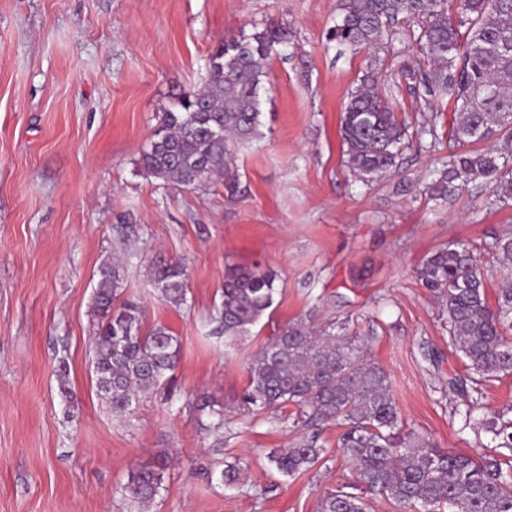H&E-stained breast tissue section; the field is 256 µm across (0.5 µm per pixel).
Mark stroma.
<instances>
[{
	"instance_id": "1",
	"label": "stroma",
	"mask_w": 512,
	"mask_h": 512,
	"mask_svg": "<svg viewBox=\"0 0 512 512\" xmlns=\"http://www.w3.org/2000/svg\"><path fill=\"white\" fill-rule=\"evenodd\" d=\"M337 0H0V512H138L121 492L132 469L168 454L149 512H318L352 482L335 424L295 405L243 404L253 355L287 323L342 322L388 374L407 430L473 456L496 443L482 420L512 406V375L467 403L469 370L448 320L418 271L448 244L471 247L496 301L505 277L490 245L512 227V205L489 209L471 182L453 202L424 188L448 149L405 152L366 186L346 166L339 133L346 95L370 64L406 123L431 113L400 76L417 58L404 40L357 51L336 43ZM287 28L260 91L262 140L238 152L240 191L203 181L163 188L138 168L158 116L202 84L220 40L267 21ZM138 228L126 268L147 326L180 341L177 367L133 414L99 399L91 370V294L100 263L121 245L112 227ZM180 259L183 305L161 301L148 267ZM261 266L279 293L236 348L214 335L228 268ZM70 394L62 396L60 384ZM224 407L220 435L203 429L200 399ZM471 410L474 427L463 424ZM317 437L322 461L290 478L266 458ZM238 463L246 482L215 474Z\"/></svg>"
}]
</instances>
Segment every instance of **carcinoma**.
<instances>
[{
	"mask_svg": "<svg viewBox=\"0 0 512 512\" xmlns=\"http://www.w3.org/2000/svg\"><path fill=\"white\" fill-rule=\"evenodd\" d=\"M336 42L378 49L405 38L420 58L402 70L409 88L452 108L448 161L427 187L435 199L456 198L460 184L481 178L492 188L491 205L512 201V151L482 148L501 135L512 139V0H338ZM288 30L268 23L248 35L218 43L209 55L205 83L184 94L158 116V126L140 153V173L174 189L224 178L237 190L236 159L241 146L263 138L259 94L265 68ZM340 135L347 167L368 184L398 166L407 149L433 152L443 144L436 120L409 131L396 105L366 73L347 94ZM497 260L512 267V233L495 237ZM160 300L186 301L185 265L175 260L148 271ZM421 279L448 316L451 345L472 373L486 381L512 374V283L490 306L484 275L469 249L450 244L431 254ZM277 275L258 266L232 268L224 275L215 321L232 346L249 336L274 304ZM125 291L124 260L103 261L96 272L92 308L96 317L92 365L98 397L117 416L160 385L177 365L178 338L162 325L144 327V307ZM365 340L334 323L287 324L253 357L244 403L277 412L292 404L318 419L344 427L339 447L352 464L354 484L322 496L319 512H367L366 497L383 495L398 512H512V420L504 415L486 431L499 440L501 455L473 457L436 447L404 430L390 379L367 359ZM210 432L224 427L223 406L206 400ZM324 449L317 439L275 448L268 462L281 476L313 468ZM168 456L133 469L124 495L146 507L160 494ZM220 480L241 485V468L225 465Z\"/></svg>",
	"mask_w": 512,
	"mask_h": 512,
	"instance_id": "cac0c4a2",
	"label": "carcinoma"
}]
</instances>
